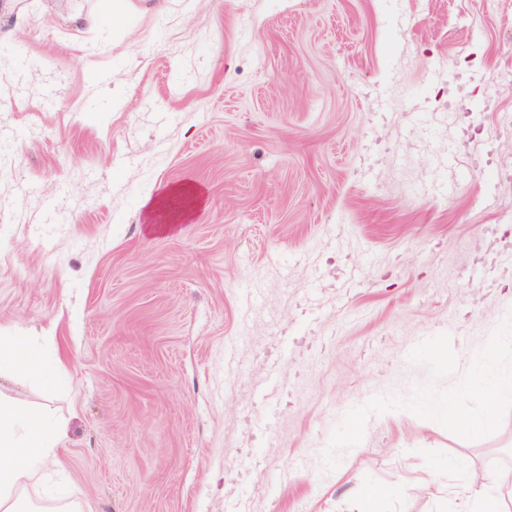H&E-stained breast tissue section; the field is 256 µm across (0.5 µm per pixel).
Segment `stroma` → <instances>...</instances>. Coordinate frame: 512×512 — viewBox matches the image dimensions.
I'll return each instance as SVG.
<instances>
[{"mask_svg": "<svg viewBox=\"0 0 512 512\" xmlns=\"http://www.w3.org/2000/svg\"><path fill=\"white\" fill-rule=\"evenodd\" d=\"M124 2L0 0V336L63 362L10 389L66 420L67 500L225 512L234 485L249 512H364L371 484L452 512L457 485L512 490V412L474 441L373 414L323 459L351 408L428 381L417 343L465 355L512 312V0ZM185 185L184 219L149 213Z\"/></svg>", "mask_w": 512, "mask_h": 512, "instance_id": "stroma-1", "label": "stroma"}]
</instances>
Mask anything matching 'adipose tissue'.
Instances as JSON below:
<instances>
[{
    "mask_svg": "<svg viewBox=\"0 0 512 512\" xmlns=\"http://www.w3.org/2000/svg\"><path fill=\"white\" fill-rule=\"evenodd\" d=\"M34 378L59 382V361L47 356L30 336H0V379ZM67 436L64 420L44 408L0 392V512H42L27 497L29 486L43 489L55 512H75L77 505L60 498L62 475L53 470Z\"/></svg>",
    "mask_w": 512,
    "mask_h": 512,
    "instance_id": "1",
    "label": "adipose tissue"
}]
</instances>
